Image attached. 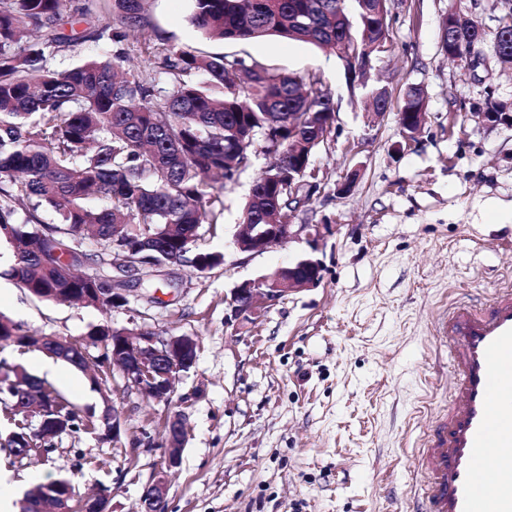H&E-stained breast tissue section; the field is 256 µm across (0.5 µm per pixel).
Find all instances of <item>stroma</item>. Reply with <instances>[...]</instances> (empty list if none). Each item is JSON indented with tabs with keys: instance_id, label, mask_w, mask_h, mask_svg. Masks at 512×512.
Returning a JSON list of instances; mask_svg holds the SVG:
<instances>
[{
	"instance_id": "stroma-1",
	"label": "stroma",
	"mask_w": 512,
	"mask_h": 512,
	"mask_svg": "<svg viewBox=\"0 0 512 512\" xmlns=\"http://www.w3.org/2000/svg\"><path fill=\"white\" fill-rule=\"evenodd\" d=\"M192 7L146 0L147 32L277 72L316 71L330 86L336 129L314 158L323 189L292 216L321 225V235L313 245L296 240L251 256L231 249L252 185L270 163L257 152L235 182L215 191L217 223L199 229V247L224 252V264L203 274L172 265L158 302L133 295L126 306L101 309L38 300L4 277L12 249L1 241L0 314L22 329L82 342L106 324L194 336L199 349L165 402L126 386L119 369L97 384L64 362L44 371L41 351L5 347L0 357L82 410L101 413L104 398L113 399L121 436L64 434L48 456L15 466L0 458V473L17 502L35 484L66 477L83 497L107 490L111 512H135L165 452L166 423L178 414L187 437L166 512H415L418 444L449 401L448 353L434 343L433 322L456 298L481 307L512 284V127L475 117L490 101L512 107V65L488 44L472 67L441 50L449 8L491 38L499 2L389 0L390 47L370 79L397 101L408 87L425 91L426 120L411 141L396 109L363 111L361 87L328 51L275 38L209 41L190 24ZM85 28L80 16L65 19L60 31L69 42L57 67L111 55L110 42L81 41ZM349 174L350 194L335 195ZM305 256L323 265L318 286L257 318L232 317V288Z\"/></svg>"
}]
</instances>
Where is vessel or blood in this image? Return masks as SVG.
<instances>
[{
  "instance_id": "obj_1",
  "label": "vessel or blood",
  "mask_w": 512,
  "mask_h": 512,
  "mask_svg": "<svg viewBox=\"0 0 512 512\" xmlns=\"http://www.w3.org/2000/svg\"><path fill=\"white\" fill-rule=\"evenodd\" d=\"M434 337L451 404L419 455L423 512H512V286L482 308L451 306Z\"/></svg>"
}]
</instances>
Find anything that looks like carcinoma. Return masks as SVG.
<instances>
[{
    "instance_id": "carcinoma-1",
    "label": "carcinoma",
    "mask_w": 512,
    "mask_h": 512,
    "mask_svg": "<svg viewBox=\"0 0 512 512\" xmlns=\"http://www.w3.org/2000/svg\"><path fill=\"white\" fill-rule=\"evenodd\" d=\"M190 22L208 38L247 42L278 37L348 53L371 62L375 43L389 39L388 0H370L374 12L354 25L340 18L347 0H192ZM491 43L512 57V6L500 0ZM69 0H0V238L13 249L9 276L37 294L58 287L41 256L64 244L67 229L102 246L77 262L95 264L72 288H109L112 248L143 244L147 257L210 266L224 256L201 250L199 227L217 223L210 176L233 182L251 164L250 147L262 152L267 133L282 139L276 163L255 181L243 212L245 224H287L289 213L319 191L310 162L335 129L336 103L323 79L276 72L235 55H196L146 42L165 75L151 81L124 67L125 52L59 70L53 59L65 43L59 32ZM73 12L94 20L84 41L119 44L144 24V0H92ZM486 33L461 18L442 25L441 43L452 58L468 60ZM367 106L385 112L392 94L366 86ZM422 89L409 87L398 114L424 112ZM303 183L291 200L288 185ZM102 203L91 208L87 200ZM60 216L50 227L39 215ZM26 214L17 219L18 210ZM194 253L188 258V253ZM66 416L68 433L88 432L81 411L50 390ZM0 409L15 433L27 432L12 403Z\"/></svg>"
}]
</instances>
